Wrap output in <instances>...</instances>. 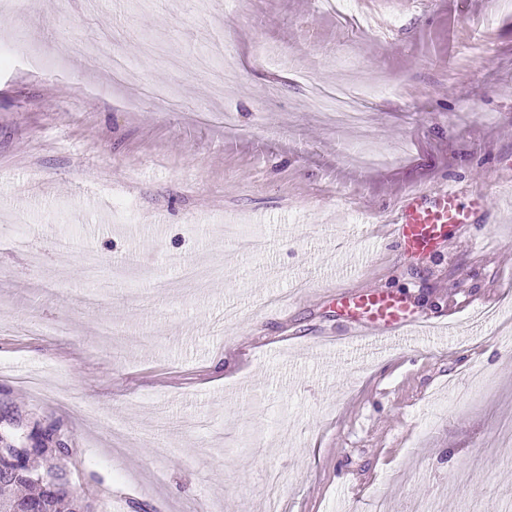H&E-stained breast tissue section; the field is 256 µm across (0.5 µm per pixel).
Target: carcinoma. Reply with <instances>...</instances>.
<instances>
[{
    "instance_id": "1",
    "label": "carcinoma",
    "mask_w": 512,
    "mask_h": 512,
    "mask_svg": "<svg viewBox=\"0 0 512 512\" xmlns=\"http://www.w3.org/2000/svg\"><path fill=\"white\" fill-rule=\"evenodd\" d=\"M66 449L46 430L30 446L0 448V512H81V500L58 479Z\"/></svg>"
}]
</instances>
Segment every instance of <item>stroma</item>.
<instances>
[{
  "mask_svg": "<svg viewBox=\"0 0 512 512\" xmlns=\"http://www.w3.org/2000/svg\"><path fill=\"white\" fill-rule=\"evenodd\" d=\"M358 14L0 0V432L56 425L96 512H268L273 474L279 512H512V346L480 316L512 319V14ZM103 41L123 77L82 54ZM442 184L486 222L356 233ZM341 285L427 315L417 350L325 346Z\"/></svg>",
  "mask_w": 512,
  "mask_h": 512,
  "instance_id": "obj_1",
  "label": "stroma"
}]
</instances>
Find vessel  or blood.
I'll list each match as a JSON object with an SVG mask.
<instances>
[{
  "label": "vessel or blood",
  "mask_w": 512,
  "mask_h": 512,
  "mask_svg": "<svg viewBox=\"0 0 512 512\" xmlns=\"http://www.w3.org/2000/svg\"><path fill=\"white\" fill-rule=\"evenodd\" d=\"M471 217L460 208L453 187L423 188L411 191L387 218L388 238L418 250L426 249L435 228L441 224H467ZM336 304L348 320L349 342L370 341L382 346L394 335H415L429 320L410 311L392 293L372 288L342 289Z\"/></svg>",
  "instance_id": "1"
}]
</instances>
